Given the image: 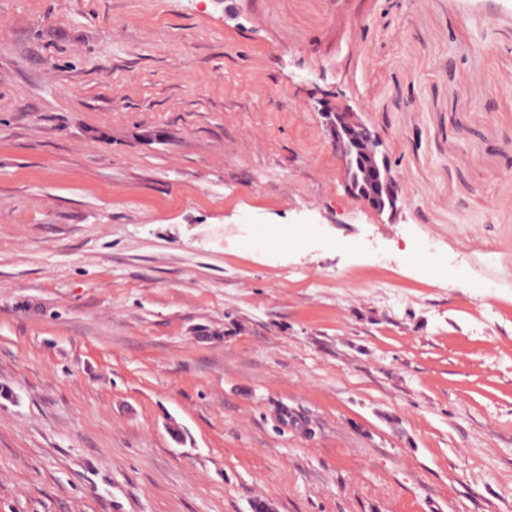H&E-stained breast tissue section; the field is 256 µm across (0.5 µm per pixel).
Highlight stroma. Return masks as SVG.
Here are the masks:
<instances>
[{"mask_svg": "<svg viewBox=\"0 0 512 512\" xmlns=\"http://www.w3.org/2000/svg\"><path fill=\"white\" fill-rule=\"evenodd\" d=\"M0 387V512H512V0H0ZM323 114L331 145L345 166V190L378 213L396 214L403 197L379 133L361 122L356 112L336 107L325 108ZM354 161L360 162V175L355 178L349 175Z\"/></svg>", "mask_w": 512, "mask_h": 512, "instance_id": "1", "label": "stroma"}]
</instances>
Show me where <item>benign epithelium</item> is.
Segmentation results:
<instances>
[{
	"mask_svg": "<svg viewBox=\"0 0 512 512\" xmlns=\"http://www.w3.org/2000/svg\"><path fill=\"white\" fill-rule=\"evenodd\" d=\"M323 114L331 145L345 170L360 162V175L346 176L345 190L378 213H397L403 205L401 188L379 133L361 122L355 112L326 108Z\"/></svg>",
	"mask_w": 512,
	"mask_h": 512,
	"instance_id": "benign-epithelium-1",
	"label": "benign epithelium"
}]
</instances>
